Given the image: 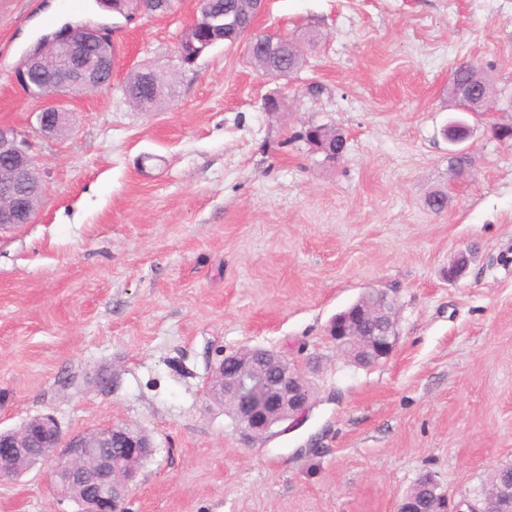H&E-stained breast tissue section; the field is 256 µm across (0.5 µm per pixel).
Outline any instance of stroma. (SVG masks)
<instances>
[{"label":"stroma","instance_id":"1","mask_svg":"<svg viewBox=\"0 0 512 512\" xmlns=\"http://www.w3.org/2000/svg\"><path fill=\"white\" fill-rule=\"evenodd\" d=\"M195 7L110 16V84L68 98L46 140L16 70L100 12L0 0V125L33 133L43 173L31 223L0 233V430L50 414L68 437L146 432L129 512H397L426 471L474 500L512 465V146L491 128L512 120V0H268L255 32L297 42L303 69L265 76L220 44L165 110L134 108L128 75L179 70ZM464 62L497 96L468 118L460 173L441 130ZM308 124L343 131L340 162L298 140ZM370 288L395 294L398 342L362 368L327 328ZM256 347L296 361L312 399L249 439L206 391L221 356ZM48 470L0 479V512H79Z\"/></svg>","mask_w":512,"mask_h":512}]
</instances>
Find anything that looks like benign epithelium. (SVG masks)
Returning <instances> with one entry per match:
<instances>
[{"label": "benign epithelium", "instance_id": "7a95c632", "mask_svg": "<svg viewBox=\"0 0 512 512\" xmlns=\"http://www.w3.org/2000/svg\"><path fill=\"white\" fill-rule=\"evenodd\" d=\"M63 43L71 64L63 79L38 89L31 88L34 74L47 68L45 50ZM115 55L112 40L105 24L67 26L41 38L26 54L17 71V80L34 95L45 100L44 109L37 115L39 133L50 138L66 124L68 110L62 96L84 95L104 84L105 74L112 73ZM455 94L464 101L463 112L490 110L485 98L455 88ZM468 122L452 120L442 129V135L451 146V154L465 152L462 148L472 136ZM40 174L33 153L30 135L10 126H0V233L31 222L34 210L32 196ZM383 304L363 305L359 302L337 314L331 321L328 335L350 337V344L361 354L371 351L373 362L388 358L395 349L398 305L395 296L382 295ZM214 391L237 400L235 417L246 435H272L274 428L295 420L309 406L311 391L305 384L300 369L291 366L284 354L265 349H252L223 357L211 373ZM250 385L262 390L263 398L255 403L239 401ZM61 439L56 419L42 415L28 420L18 431L0 432V439L10 444V457L0 458V470L25 457L35 463H52L51 484L58 495L65 496L64 488L77 486L76 497L80 512H127L126 503L138 482V470H130L124 479H112V456L101 453V448L114 439L125 442L123 455L139 460L152 454L148 437L132 436L128 427L111 424L69 442L65 448L30 447L31 432ZM438 512H486L483 499L467 504V510L449 505L447 495L436 506Z\"/></svg>", "mask_w": 512, "mask_h": 512}]
</instances>
